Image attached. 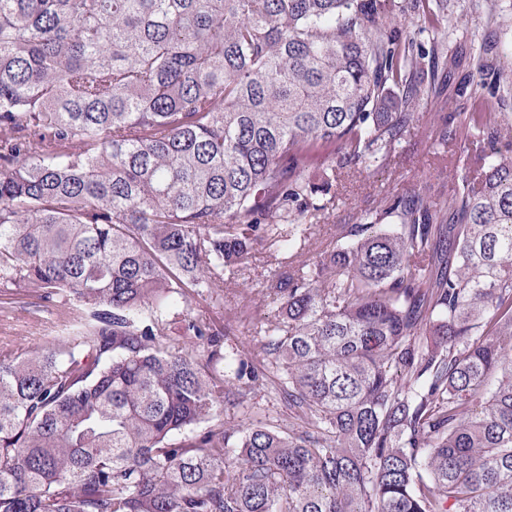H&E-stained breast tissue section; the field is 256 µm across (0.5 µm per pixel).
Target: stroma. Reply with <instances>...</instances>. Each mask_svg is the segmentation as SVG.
Returning a JSON list of instances; mask_svg holds the SVG:
<instances>
[{
	"instance_id": "stroma-1",
	"label": "stroma",
	"mask_w": 512,
	"mask_h": 512,
	"mask_svg": "<svg viewBox=\"0 0 512 512\" xmlns=\"http://www.w3.org/2000/svg\"><path fill=\"white\" fill-rule=\"evenodd\" d=\"M443 5L439 32L410 28L405 35L427 47L439 42L458 54L460 64L452 83L466 80L482 58L512 66V0H443ZM422 181L435 197H451L453 180L436 169L428 131L420 122L407 129L391 165L349 179L337 189L334 222L315 225L313 240L323 246L335 245L336 225L354 223L357 211L375 205L392 190L409 189ZM275 253L268 242L256 244L245 267L223 292L192 295V313L226 329L225 349L255 347L260 342L255 324L274 319L275 307L261 290L274 266ZM63 318L62 310L44 302L36 289L0 292V357L37 343L39 336L56 330Z\"/></svg>"
}]
</instances>
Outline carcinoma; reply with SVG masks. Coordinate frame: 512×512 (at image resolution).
Wrapping results in <instances>:
<instances>
[{
    "mask_svg": "<svg viewBox=\"0 0 512 512\" xmlns=\"http://www.w3.org/2000/svg\"><path fill=\"white\" fill-rule=\"evenodd\" d=\"M434 0H0V290L76 332L0 359V512H512V140L476 64L437 96ZM425 121L455 172L329 218ZM334 157L311 169L319 147ZM285 243L259 351L187 287ZM182 323L184 341L168 334ZM274 385L273 426L224 408Z\"/></svg>",
    "mask_w": 512,
    "mask_h": 512,
    "instance_id": "1",
    "label": "carcinoma"
}]
</instances>
